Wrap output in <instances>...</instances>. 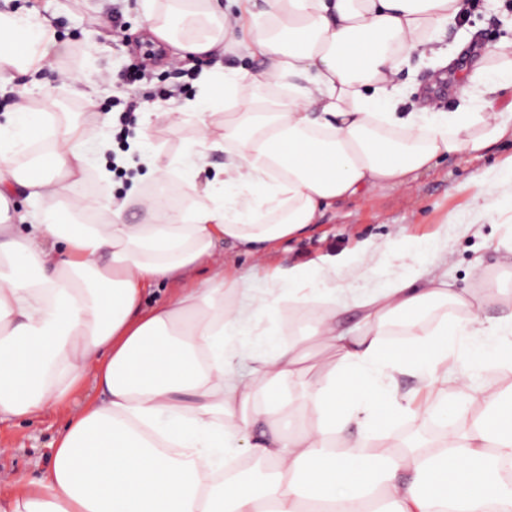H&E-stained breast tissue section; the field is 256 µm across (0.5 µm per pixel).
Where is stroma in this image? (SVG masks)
Here are the masks:
<instances>
[{"instance_id":"obj_1","label":"stroma","mask_w":512,"mask_h":512,"mask_svg":"<svg viewBox=\"0 0 512 512\" xmlns=\"http://www.w3.org/2000/svg\"><path fill=\"white\" fill-rule=\"evenodd\" d=\"M144 0H58L51 25L58 39L69 43L70 54L59 68L40 73L41 87L34 99L37 107L50 113L77 112L89 125L104 128L113 148H120L117 138L119 104L134 92L162 93L176 89L175 97L161 102V110L177 107L195 98L199 89L192 68L171 67L163 54L171 53L168 44L151 33L143 8ZM120 25L123 38L111 40L113 25ZM469 40L472 51L454 61L445 70L444 81H437L438 71L429 60L411 55L398 76L405 88L401 111L420 107L424 99L435 101L446 112L460 105V90L465 82L461 70L482 60L496 45L512 40V0H472L465 22L442 33L438 46L450 50L461 40ZM145 69L147 78L134 88L121 81V74L131 69ZM71 70L94 79L112 74V81L101 83L93 101H85L73 85L64 82L62 71ZM512 157V138H503L483 154L454 153L434 169L421 174L413 194L398 189L346 200L326 213L302 238L269 248L271 264L288 267L323 255L356 252L366 240L397 235L403 250L409 251L436 235L448 239V282L451 288L480 289L482 281L471 274L474 263H482L488 281L512 289V267L501 262L490 245L512 231L505 219L512 215V196L499 197V207L488 214L480 233L460 224L472 208L478 193L477 182L491 166ZM129 188L124 173H114L102 181L98 166H91L86 180L74 186L71 196L96 205L103 197L123 198ZM64 419L63 412L43 415L30 421H0V473L31 481L41 477L51 453V445Z\"/></svg>"}]
</instances>
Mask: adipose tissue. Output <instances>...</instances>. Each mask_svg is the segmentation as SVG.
<instances>
[{
  "mask_svg": "<svg viewBox=\"0 0 512 512\" xmlns=\"http://www.w3.org/2000/svg\"><path fill=\"white\" fill-rule=\"evenodd\" d=\"M268 3L261 21L251 0L149 5L151 32L177 51L263 56L262 80L284 90L249 98L246 74L202 70L199 98L165 115L199 135L166 158L150 147L153 112L137 111L140 164L156 183L181 172L199 198L189 209L133 186L150 223H125L110 198L97 223H82L83 205L62 197L107 140L70 117L48 123L27 84L0 114V418L66 417L43 475L0 512H512L500 469L512 461V307L488 317L483 297L449 288L438 239L404 274L360 292L347 280L401 258L396 239L288 268L267 261L269 244L301 237L334 203L412 190L440 156L502 140L512 52L468 70L473 94L457 112H402V65L415 53L448 66L435 44L468 0ZM66 51L38 10L0 12V74L37 75ZM211 151L224 154L221 174L198 184ZM19 194L30 208L16 209ZM222 241L249 265L232 267ZM202 265L208 277L183 287ZM161 285L174 294L143 308ZM448 303L466 317L423 324L426 308ZM307 304L305 340L256 335L261 316L285 325ZM348 311L356 327L343 326ZM395 324L410 337L397 350L386 341ZM407 372L443 396L418 407L397 390ZM286 382L287 402L272 399ZM87 385L98 398L70 406ZM294 404L315 418L281 431ZM422 409L448 431L425 446L388 442L389 426ZM233 458L255 462L256 478L228 474Z\"/></svg>",
  "mask_w": 512,
  "mask_h": 512,
  "instance_id": "ef3b65f1",
  "label": "adipose tissue"
}]
</instances>
